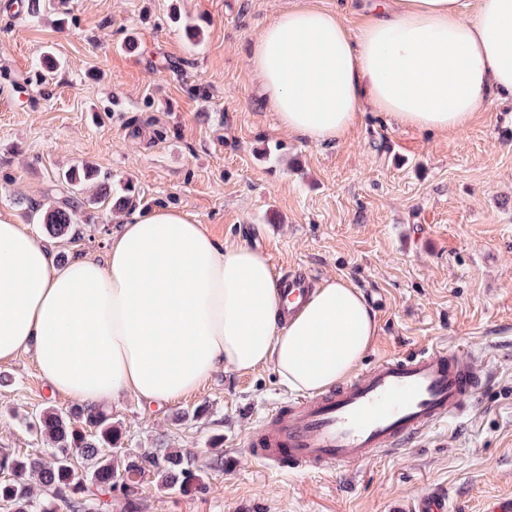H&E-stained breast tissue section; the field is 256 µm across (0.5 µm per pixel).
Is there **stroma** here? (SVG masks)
Wrapping results in <instances>:
<instances>
[{
    "mask_svg": "<svg viewBox=\"0 0 512 512\" xmlns=\"http://www.w3.org/2000/svg\"><path fill=\"white\" fill-rule=\"evenodd\" d=\"M300 2L66 0L34 23L0 0V217L44 232L39 212L68 196L62 172L91 163L133 180L136 206L184 209L216 239L259 248L276 276L300 267L313 283L342 277L372 295L379 333L360 370L443 345L473 354L491 382L466 418L397 452L298 473L247 454L253 429L293 396L272 367L217 373L155 414L120 398L112 418L126 448L166 440L204 479L182 492L145 475L137 512H409L432 489L449 512H487L512 499V101L486 102L458 133L367 111L332 146L290 135L261 103L248 48ZM48 48L62 66L41 77ZM93 214L58 251H103L122 217L107 201ZM45 405L73 402L48 390L32 355L0 364V450L44 454L21 418Z\"/></svg>",
    "mask_w": 512,
    "mask_h": 512,
    "instance_id": "obj_1",
    "label": "stroma"
}]
</instances>
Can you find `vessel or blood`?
<instances>
[{"mask_svg":"<svg viewBox=\"0 0 512 512\" xmlns=\"http://www.w3.org/2000/svg\"><path fill=\"white\" fill-rule=\"evenodd\" d=\"M486 385L458 349L383 357L335 390L289 401L272 426L254 430L248 456L297 470L358 464L464 416Z\"/></svg>","mask_w":512,"mask_h":512,"instance_id":"b4317fda","label":"vessel or blood"}]
</instances>
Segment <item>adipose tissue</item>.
Listing matches in <instances>:
<instances>
[{
	"instance_id": "1",
	"label": "adipose tissue",
	"mask_w": 512,
	"mask_h": 512,
	"mask_svg": "<svg viewBox=\"0 0 512 512\" xmlns=\"http://www.w3.org/2000/svg\"><path fill=\"white\" fill-rule=\"evenodd\" d=\"M365 0L351 30L313 5L282 11L249 62L278 128L324 146L365 110L461 132L512 95V0ZM268 256L214 239L184 210L131 208L103 254L58 264L32 225L0 218V363L32 354L48 388L95 411L131 394L160 411L220 371L274 368L320 392L347 377L378 324L349 280L327 278L294 315Z\"/></svg>"
}]
</instances>
